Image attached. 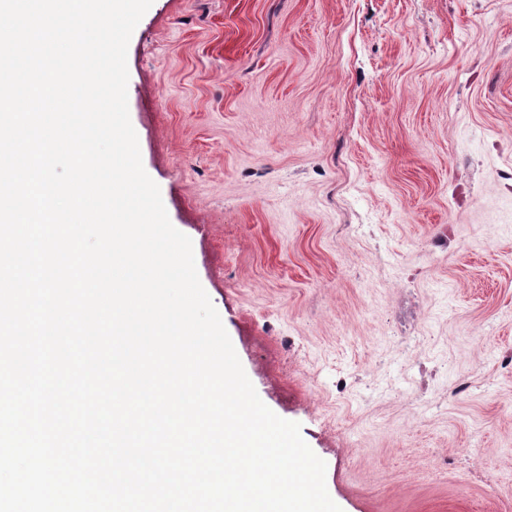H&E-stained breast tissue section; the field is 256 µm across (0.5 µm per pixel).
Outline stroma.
Returning a JSON list of instances; mask_svg holds the SVG:
<instances>
[{
    "label": "stroma",
    "instance_id": "obj_1",
    "mask_svg": "<svg viewBox=\"0 0 512 512\" xmlns=\"http://www.w3.org/2000/svg\"><path fill=\"white\" fill-rule=\"evenodd\" d=\"M145 171L342 512H512V0H153Z\"/></svg>",
    "mask_w": 512,
    "mask_h": 512
}]
</instances>
